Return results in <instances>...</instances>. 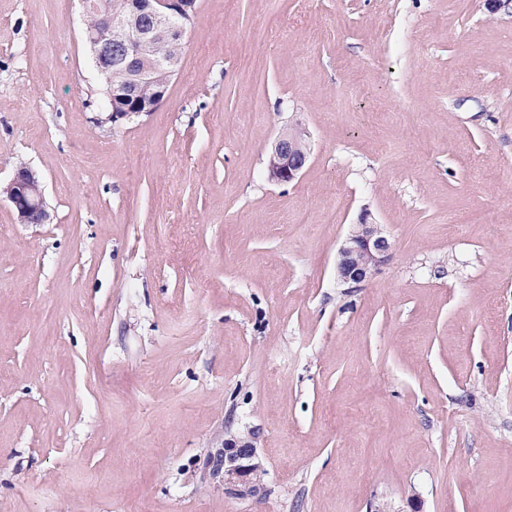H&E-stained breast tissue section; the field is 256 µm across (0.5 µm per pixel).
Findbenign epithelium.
Segmentation results:
<instances>
[{"label": "benign epithelium", "mask_w": 512, "mask_h": 512, "mask_svg": "<svg viewBox=\"0 0 512 512\" xmlns=\"http://www.w3.org/2000/svg\"><path fill=\"white\" fill-rule=\"evenodd\" d=\"M83 13L99 16V31L85 34V44L94 65L107 62L121 80L112 84L109 103L128 113L153 112L167 97L160 89L146 101L137 95V87L154 66H173L169 58L152 55L154 44L160 40L184 41L188 7L184 0H81ZM310 158L307 131L299 126L283 133L275 142L268 159V174L278 184L297 178ZM15 208L23 224H44L48 219L39 176L27 166L15 169L12 178L0 187ZM391 243L380 225L361 216L351 226L341 245L336 263V276L344 285H358L369 280L387 260ZM213 470L224 475V491L246 498L264 490L265 470L255 448V435H231L224 439V454L212 460Z\"/></svg>", "instance_id": "1"}]
</instances>
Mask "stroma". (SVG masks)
Segmentation results:
<instances>
[{"label":"stroma","mask_w":512,"mask_h":512,"mask_svg":"<svg viewBox=\"0 0 512 512\" xmlns=\"http://www.w3.org/2000/svg\"><path fill=\"white\" fill-rule=\"evenodd\" d=\"M505 2L199 0L114 118L78 0H0V183L50 214L0 200V512H512ZM364 212L393 249L350 287ZM251 430L240 500L208 459ZM310 158L308 134L296 126L283 133L275 142L268 159V174L272 182L290 183L297 178ZM2 195L13 205L22 224H45L48 219L39 176L27 166L15 169L10 181L2 188Z\"/></svg>","instance_id":"obj_1"}]
</instances>
